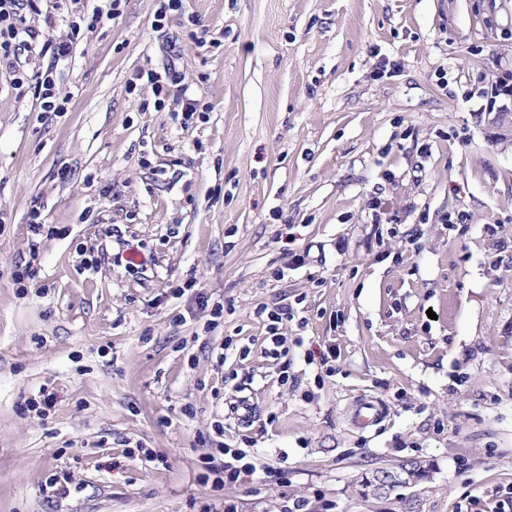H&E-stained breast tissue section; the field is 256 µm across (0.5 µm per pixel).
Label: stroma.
I'll return each instance as SVG.
<instances>
[{"instance_id":"obj_1","label":"stroma","mask_w":512,"mask_h":512,"mask_svg":"<svg viewBox=\"0 0 512 512\" xmlns=\"http://www.w3.org/2000/svg\"><path fill=\"white\" fill-rule=\"evenodd\" d=\"M159 6L21 55L67 112L0 61V512H403L354 488L415 458L420 512H512V100L487 105L512 0ZM147 71L199 113L155 109ZM245 435L256 473L215 490L201 456ZM12 79L13 85L17 86L15 89H22L26 84L29 89H33V96L40 103V110L43 112H67L66 104L68 103V96L62 95L56 86V81L53 75V67H47L45 70L36 69L29 75L24 70H14ZM288 311V308H276L267 312V319L270 322L267 326L268 333L273 345V348L270 349L267 353L269 356L274 357L275 360H281L285 358V361L282 363L283 368L287 367L288 365V347L286 346V338L281 336L278 332V324L283 321V316L288 318V314H290ZM385 414V406L374 400L361 402L354 411L356 422L362 429L376 424L385 417Z\"/></svg>"}]
</instances>
